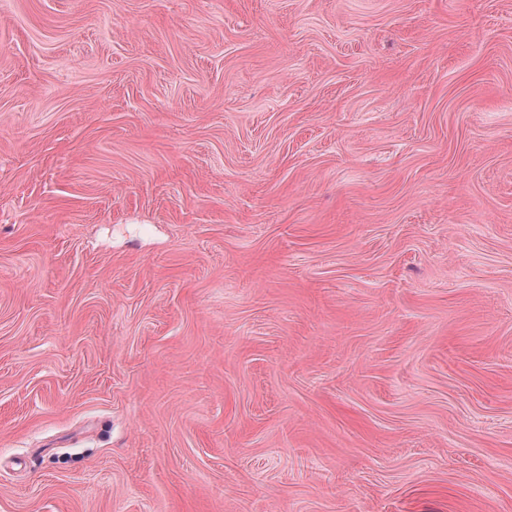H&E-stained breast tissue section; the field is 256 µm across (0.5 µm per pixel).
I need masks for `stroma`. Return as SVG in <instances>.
<instances>
[{
	"label": "stroma",
	"mask_w": 512,
	"mask_h": 512,
	"mask_svg": "<svg viewBox=\"0 0 512 512\" xmlns=\"http://www.w3.org/2000/svg\"><path fill=\"white\" fill-rule=\"evenodd\" d=\"M0 512H512V0H0Z\"/></svg>",
	"instance_id": "obj_1"
}]
</instances>
